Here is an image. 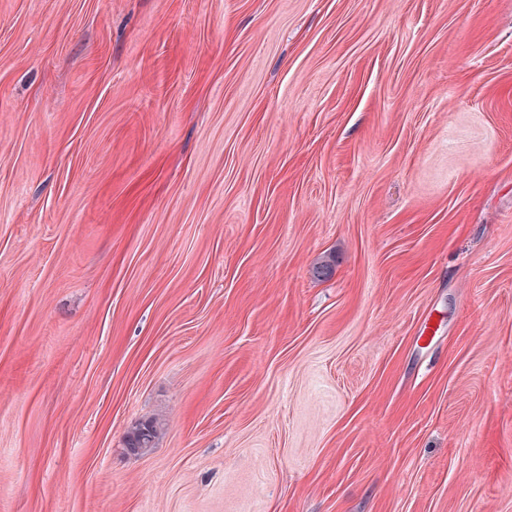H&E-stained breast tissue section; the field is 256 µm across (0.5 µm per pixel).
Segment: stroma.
<instances>
[{"label": "stroma", "instance_id": "stroma-1", "mask_svg": "<svg viewBox=\"0 0 512 512\" xmlns=\"http://www.w3.org/2000/svg\"><path fill=\"white\" fill-rule=\"evenodd\" d=\"M0 512H512V0H0ZM161 424L156 419H146L134 426L126 435V448L133 454H139L146 448H152L158 438Z\"/></svg>", "mask_w": 512, "mask_h": 512}]
</instances>
